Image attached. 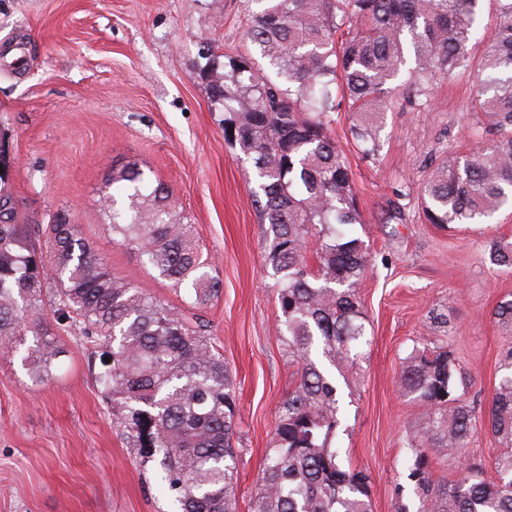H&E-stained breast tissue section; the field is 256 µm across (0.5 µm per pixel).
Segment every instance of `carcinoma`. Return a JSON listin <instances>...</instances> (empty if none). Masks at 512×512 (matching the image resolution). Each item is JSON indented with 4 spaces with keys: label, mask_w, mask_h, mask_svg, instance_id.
Wrapping results in <instances>:
<instances>
[{
    "label": "carcinoma",
    "mask_w": 512,
    "mask_h": 512,
    "mask_svg": "<svg viewBox=\"0 0 512 512\" xmlns=\"http://www.w3.org/2000/svg\"><path fill=\"white\" fill-rule=\"evenodd\" d=\"M244 2V44L220 56L200 46L197 77L224 112V140L251 165L283 336L298 364L252 512H373L370 476L346 466L333 446L340 383H349L368 343L356 297L368 252L351 229L362 216L331 113H350L351 139L373 159L386 113L427 103L438 79L472 73L471 110L484 115L488 141L432 164L422 212L427 223L446 226L477 224L511 207L512 0H492L494 32L476 62L469 43L483 0ZM8 166L0 138V345L25 347L22 365L40 386L63 353L55 329L83 337L89 358L99 360L102 398L121 408L115 426L158 463L177 512H237L235 383L201 314L223 282L195 226L136 164L106 178L101 202L112 242L173 288H188L187 313L114 276L71 221L20 218L6 189ZM488 255L512 270V238L492 240ZM501 366L508 374L478 412L466 404L451 351L417 349L405 359L401 388L429 425L410 444L417 512H512V455L494 482L471 470L444 485L433 481L427 455L446 448L462 456L479 425L512 447V347Z\"/></svg>",
    "instance_id": "carcinoma-1"
}]
</instances>
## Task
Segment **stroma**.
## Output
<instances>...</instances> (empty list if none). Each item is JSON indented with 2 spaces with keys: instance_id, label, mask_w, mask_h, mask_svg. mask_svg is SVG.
<instances>
[{
  "instance_id": "1",
  "label": "stroma",
  "mask_w": 512,
  "mask_h": 512,
  "mask_svg": "<svg viewBox=\"0 0 512 512\" xmlns=\"http://www.w3.org/2000/svg\"><path fill=\"white\" fill-rule=\"evenodd\" d=\"M243 0H0V134L11 150L16 205L34 224L68 211L113 273L184 307L186 292L156 278L113 244L100 189L113 165L134 161L171 190L223 292L205 309L209 334L235 380L238 512L271 448L277 411L298 365L281 333L265 224L251 204L249 163L224 139V115L193 77L199 45L243 41ZM469 75L439 81L429 104L387 113L376 158L357 154L348 113L332 130L349 157L363 217L355 232L369 269L357 286L370 343L343 390L335 444L371 479L373 512H416L407 460L424 411L400 389L405 358L450 350L468 387L487 404L501 377L512 327L491 311L512 293V273L487 244L512 237V209L483 224L425 223L420 188L431 158L463 156L482 116L468 110ZM404 214L387 222L390 206ZM55 376L33 386L0 347V512H174L159 466L129 447L94 381L80 337L61 333ZM502 446L477 429L464 458L429 451L436 482L471 468L498 477Z\"/></svg>"
}]
</instances>
